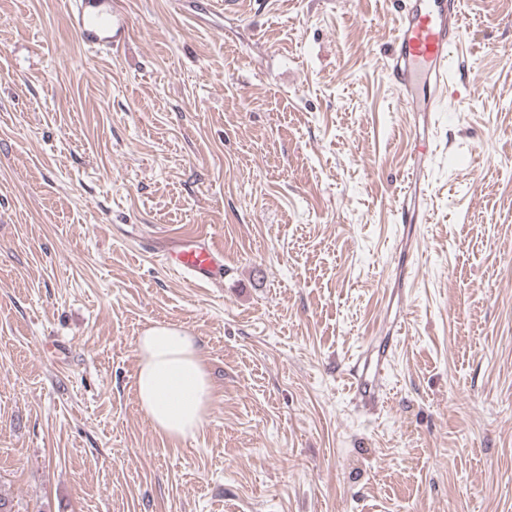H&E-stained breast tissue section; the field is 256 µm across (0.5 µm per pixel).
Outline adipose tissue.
<instances>
[{"instance_id":"adipose-tissue-1","label":"adipose tissue","mask_w":512,"mask_h":512,"mask_svg":"<svg viewBox=\"0 0 512 512\" xmlns=\"http://www.w3.org/2000/svg\"><path fill=\"white\" fill-rule=\"evenodd\" d=\"M137 404L154 430L171 439L195 436L212 403V387L197 336L157 323L137 338Z\"/></svg>"}]
</instances>
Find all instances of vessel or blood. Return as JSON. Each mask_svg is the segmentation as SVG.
<instances>
[{"label":"vessel or blood","instance_id":"1","mask_svg":"<svg viewBox=\"0 0 512 512\" xmlns=\"http://www.w3.org/2000/svg\"><path fill=\"white\" fill-rule=\"evenodd\" d=\"M395 2L390 81L410 111H437L449 87L448 59L460 55L467 43L460 0ZM66 7L88 47L118 48L129 33V18L111 0H66ZM169 256L172 269L198 286L213 283L224 271L220 248L201 232L174 241ZM391 349V343L381 341L375 355L360 353L350 364L346 377L359 402L368 406L379 402Z\"/></svg>","mask_w":512,"mask_h":512}]
</instances>
